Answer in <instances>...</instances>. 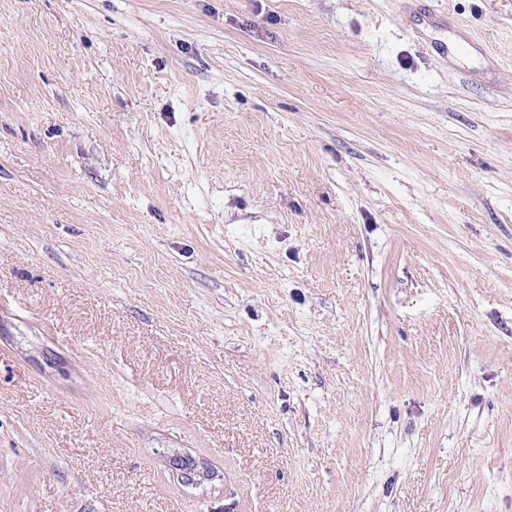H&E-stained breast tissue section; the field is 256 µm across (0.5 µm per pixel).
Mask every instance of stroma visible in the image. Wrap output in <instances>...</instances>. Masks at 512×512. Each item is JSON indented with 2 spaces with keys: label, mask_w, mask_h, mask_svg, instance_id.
<instances>
[{
  "label": "stroma",
  "mask_w": 512,
  "mask_h": 512,
  "mask_svg": "<svg viewBox=\"0 0 512 512\" xmlns=\"http://www.w3.org/2000/svg\"><path fill=\"white\" fill-rule=\"evenodd\" d=\"M0 512H512V0H0Z\"/></svg>",
  "instance_id": "stroma-1"
}]
</instances>
